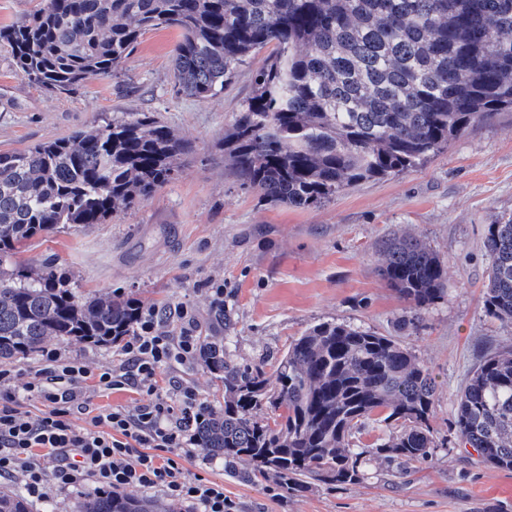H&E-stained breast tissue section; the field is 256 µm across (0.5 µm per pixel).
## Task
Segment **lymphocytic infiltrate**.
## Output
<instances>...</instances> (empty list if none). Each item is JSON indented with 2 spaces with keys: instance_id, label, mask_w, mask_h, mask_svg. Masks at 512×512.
Wrapping results in <instances>:
<instances>
[{
  "instance_id": "obj_1",
  "label": "lymphocytic infiltrate",
  "mask_w": 512,
  "mask_h": 512,
  "mask_svg": "<svg viewBox=\"0 0 512 512\" xmlns=\"http://www.w3.org/2000/svg\"><path fill=\"white\" fill-rule=\"evenodd\" d=\"M176 314L182 328L175 335L165 328L159 310L143 312L120 347L123 362L97 374L78 359L43 349L42 366L26 388L52 409L36 419L20 411L7 389L12 370L0 368V478L20 479L36 501L92 482L113 491L155 490L199 512H235L222 486L189 476L178 463L179 457L195 453L193 427L205 405L185 387L179 406H172L158 385L162 368L192 361L199 347L191 311L180 306ZM92 385L142 389L150 399L133 412L115 408L94 416L89 429L76 424L71 414L88 409L86 393Z\"/></svg>"
}]
</instances>
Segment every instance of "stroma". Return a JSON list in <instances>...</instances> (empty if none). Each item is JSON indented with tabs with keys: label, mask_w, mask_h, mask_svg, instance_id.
<instances>
[{
	"label": "stroma",
	"mask_w": 512,
	"mask_h": 512,
	"mask_svg": "<svg viewBox=\"0 0 512 512\" xmlns=\"http://www.w3.org/2000/svg\"><path fill=\"white\" fill-rule=\"evenodd\" d=\"M172 29L146 31L118 75L96 76L71 94L48 93L19 76L0 49V151L66 137L116 112H151L193 153L175 178L132 209L100 224L66 227L26 243L19 262L53 263L79 294L122 293L192 310L199 335L211 330L212 288L224 287V333L239 362L274 365L311 326L335 320L396 336L435 378L431 421L441 442L411 478L374 460L363 483L296 495L231 477L222 459L197 452L189 474L223 486L236 512H512V471L486 467L462 447L456 401L471 372L512 347V324L489 319L482 289L490 258L488 224L512 214V112L477 122L422 166L360 183L322 206L273 205L241 185L224 159V132L252 91L267 51L206 100L177 93ZM407 232L443 258L445 295L420 319L379 274L381 242ZM63 358L93 372L118 364L117 346L58 343ZM39 356L13 362L9 384L22 411L47 402L25 384Z\"/></svg>",
	"instance_id": "35a3bbf8"
}]
</instances>
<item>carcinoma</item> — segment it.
<instances>
[{"instance_id": "obj_1", "label": "carcinoma", "mask_w": 512, "mask_h": 512, "mask_svg": "<svg viewBox=\"0 0 512 512\" xmlns=\"http://www.w3.org/2000/svg\"><path fill=\"white\" fill-rule=\"evenodd\" d=\"M173 28L177 92L204 100L248 57L271 49L252 96L224 132L241 184L273 205L320 206L361 181L412 170L471 125L512 109V0H46L0 29L18 74L67 94L116 75L147 30ZM192 146L150 112L23 150L0 152V362L46 341L107 346L132 334L147 303L76 294L64 273L12 262L29 240L68 224H100L174 179ZM485 316L512 324V215L488 225ZM379 272L418 317L445 293L444 261L419 239L383 241ZM218 332L199 358L224 404L194 425L198 447L224 472L295 494L342 488L373 457L412 474L439 447L430 425L439 391L396 336L323 321L293 339L274 369L227 351ZM390 429L364 451L369 420ZM455 426L491 469L512 470V349L485 358L463 388ZM246 461L251 469L237 470ZM0 512H32L0 488ZM78 512H168L152 498L98 493Z\"/></svg>"}]
</instances>
